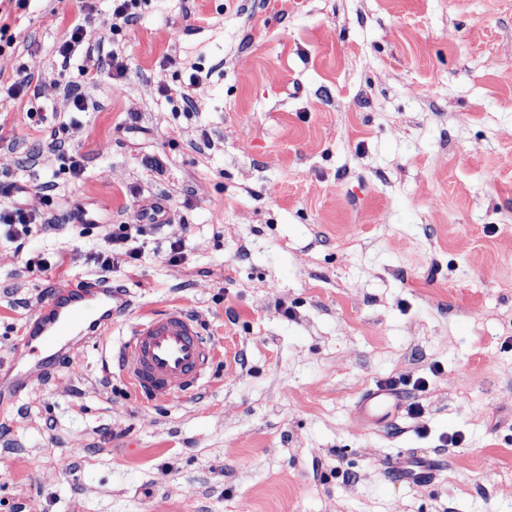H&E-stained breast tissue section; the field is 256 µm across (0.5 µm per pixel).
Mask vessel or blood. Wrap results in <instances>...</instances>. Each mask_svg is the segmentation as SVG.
I'll return each instance as SVG.
<instances>
[{"label":"vessel or blood","mask_w":512,"mask_h":512,"mask_svg":"<svg viewBox=\"0 0 512 512\" xmlns=\"http://www.w3.org/2000/svg\"><path fill=\"white\" fill-rule=\"evenodd\" d=\"M132 305L130 292L104 275L77 288L50 290L27 319L12 356L0 362V411L14 409L31 387L66 361L74 346L111 332L113 317ZM113 361L138 398L172 402L200 389L216 364V342L204 335L195 314L173 307L138 318ZM397 406V394L378 386L362 395L358 417L377 425Z\"/></svg>","instance_id":"obj_1"}]
</instances>
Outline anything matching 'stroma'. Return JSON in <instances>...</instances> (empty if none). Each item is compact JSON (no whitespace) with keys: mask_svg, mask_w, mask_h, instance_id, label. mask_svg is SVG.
Here are the masks:
<instances>
[{"mask_svg":"<svg viewBox=\"0 0 512 512\" xmlns=\"http://www.w3.org/2000/svg\"><path fill=\"white\" fill-rule=\"evenodd\" d=\"M125 5L129 26L113 0H27L0 46V85L37 88L0 98V186H28L0 206L51 223L0 233V358L155 199L109 276L138 312L193 311L220 357L199 393L142 404L117 317L0 416V512H512V0ZM84 15L89 46L61 56ZM81 204L102 223H71ZM418 377L387 422L357 419L367 389ZM399 458L435 471L396 479ZM143 224H116L112 227V232L106 240V247L90 256V259L100 269L109 271L114 265L115 261L120 259L125 260H138L140 254V247L133 246L138 235H143ZM135 231V235H133Z\"/></svg>","mask_w":512,"mask_h":512,"instance_id":"35a3bbf8","label":"stroma"}]
</instances>
